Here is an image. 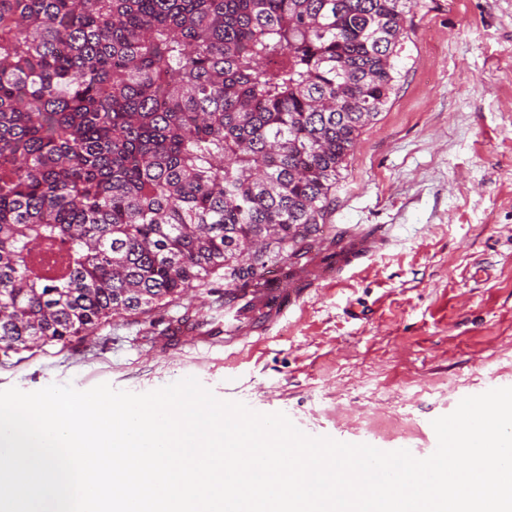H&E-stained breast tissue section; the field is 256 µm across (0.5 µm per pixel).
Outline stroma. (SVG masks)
I'll list each match as a JSON object with an SVG mask.
<instances>
[{"instance_id":"stroma-1","label":"stroma","mask_w":512,"mask_h":512,"mask_svg":"<svg viewBox=\"0 0 512 512\" xmlns=\"http://www.w3.org/2000/svg\"><path fill=\"white\" fill-rule=\"evenodd\" d=\"M410 19L401 77L325 224L388 228L368 268L316 288L241 354L162 346L169 323L197 310L223 323V285L204 286L0 364V390L145 393L193 376L311 436L423 459L429 420L512 387V0H419Z\"/></svg>"}]
</instances>
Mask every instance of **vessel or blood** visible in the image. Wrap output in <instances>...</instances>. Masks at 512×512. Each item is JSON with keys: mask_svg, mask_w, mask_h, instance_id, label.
<instances>
[{"mask_svg": "<svg viewBox=\"0 0 512 512\" xmlns=\"http://www.w3.org/2000/svg\"><path fill=\"white\" fill-rule=\"evenodd\" d=\"M386 229H342L336 244L305 264L278 268L267 275L262 287L250 289L246 298L226 294L223 327L201 331L185 323L171 325L166 341L178 347L184 341L230 353L242 351L251 340L266 338L287 316L299 308L312 289L324 282L340 281L360 269L388 244Z\"/></svg>", "mask_w": 512, "mask_h": 512, "instance_id": "b4317fda", "label": "vessel or blood"}]
</instances>
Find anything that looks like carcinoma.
<instances>
[{
	"label": "carcinoma",
	"mask_w": 512,
	"mask_h": 512,
	"mask_svg": "<svg viewBox=\"0 0 512 512\" xmlns=\"http://www.w3.org/2000/svg\"><path fill=\"white\" fill-rule=\"evenodd\" d=\"M418 0H0V364L305 263Z\"/></svg>",
	"instance_id": "1"
}]
</instances>
